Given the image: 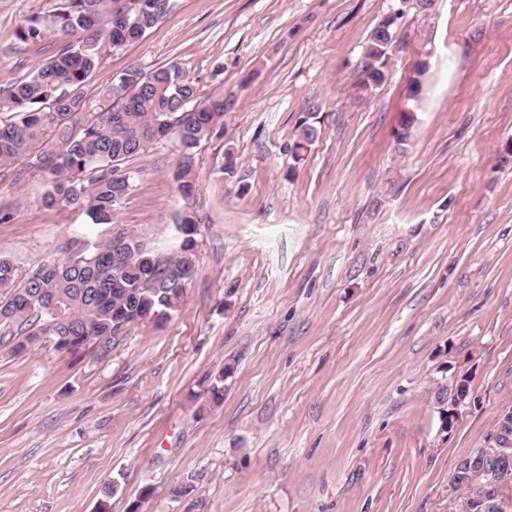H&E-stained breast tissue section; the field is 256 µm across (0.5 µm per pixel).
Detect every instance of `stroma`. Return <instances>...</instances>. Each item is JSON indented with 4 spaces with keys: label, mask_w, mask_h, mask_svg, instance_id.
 Masks as SVG:
<instances>
[{
    "label": "stroma",
    "mask_w": 512,
    "mask_h": 512,
    "mask_svg": "<svg viewBox=\"0 0 512 512\" xmlns=\"http://www.w3.org/2000/svg\"><path fill=\"white\" fill-rule=\"evenodd\" d=\"M393 5L176 0L104 56L86 93L130 65L175 63L201 96L233 100L197 150L196 195L169 175L172 137L130 161L113 225L41 206L40 175L0 183L13 215L0 253L22 276L119 228L170 253L177 214L198 221L195 275L163 325L133 326L104 358L50 342L17 354L0 337V512H466L456 467L494 447L512 410V0L408 12L386 82L360 93ZM55 7L0 0V84L44 63L48 48L17 30ZM312 105L317 138L297 162L289 145ZM461 377L470 399L441 431L435 390ZM428 70L429 60L427 58H423V60L414 64V75L407 86V106L409 111H403L399 128L395 132L396 149L400 154H403L404 151H406L407 145L410 142L412 129L417 120L416 112L418 106L416 104L420 100L423 82Z\"/></svg>",
    "instance_id": "1"
}]
</instances>
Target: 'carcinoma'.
Segmentation results:
<instances>
[{
    "label": "carcinoma",
    "mask_w": 512,
    "mask_h": 512,
    "mask_svg": "<svg viewBox=\"0 0 512 512\" xmlns=\"http://www.w3.org/2000/svg\"><path fill=\"white\" fill-rule=\"evenodd\" d=\"M57 2L54 13L27 18L19 31L24 43L57 38L55 52L27 78L0 84V181L9 175L18 183L34 170L46 183L42 206L83 209L93 223L113 224L135 183L126 161L172 135L180 157L171 178L182 197L194 196L195 153L223 125L229 102L222 97L199 100L196 84L176 64L151 72L131 66L96 99L86 96L103 55L144 37L173 9L175 0ZM395 34L396 21L387 16L372 31L359 90L371 93L386 81ZM428 70L426 58L414 64L407 86L408 111L395 132L401 154L410 142ZM316 136V128L303 120L293 141L295 159H301ZM178 223L186 230L170 255L158 254L130 230L119 233L126 246L115 257L112 241L85 242L71 255L46 261L23 278L12 260L0 254V288L9 292L0 305V328L18 337L13 351L38 347L41 336L59 350L74 351L76 344L67 337L84 330L112 336L121 327L124 337L142 320L167 321L192 279L186 273L187 258L194 257L196 248L194 215L185 211ZM53 300L64 308V315L50 307ZM231 373L227 367L213 377L208 388L213 402L223 399L224 377ZM481 467L489 469L491 464L462 459L454 483L470 497H494L505 512H512V502L503 499L500 488L475 476Z\"/></svg>",
    "instance_id": "obj_1"
}]
</instances>
